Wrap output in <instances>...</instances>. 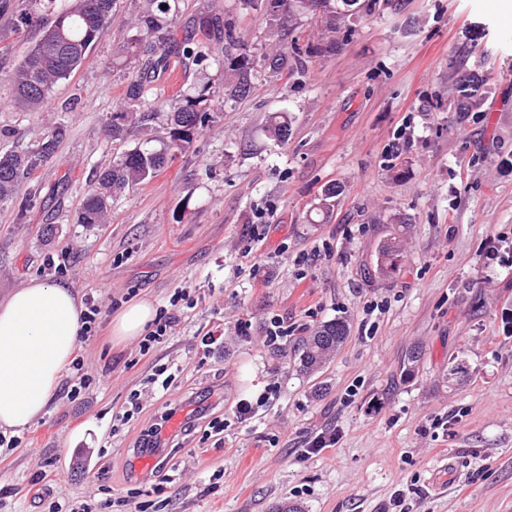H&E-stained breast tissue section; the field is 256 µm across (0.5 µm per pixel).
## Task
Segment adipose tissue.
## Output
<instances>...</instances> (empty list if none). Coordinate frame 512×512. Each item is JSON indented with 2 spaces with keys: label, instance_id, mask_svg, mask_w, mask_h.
Instances as JSON below:
<instances>
[{
  "label": "adipose tissue",
  "instance_id": "ef3b65f1",
  "mask_svg": "<svg viewBox=\"0 0 512 512\" xmlns=\"http://www.w3.org/2000/svg\"><path fill=\"white\" fill-rule=\"evenodd\" d=\"M85 306L67 285L31 279L0 302V430L20 433L44 416L70 366ZM155 314L145 298L111 319L123 342L140 336Z\"/></svg>",
  "mask_w": 512,
  "mask_h": 512
}]
</instances>
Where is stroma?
I'll list each match as a JSON object with an SVG mask.
<instances>
[{"label":"stroma","instance_id":"1","mask_svg":"<svg viewBox=\"0 0 512 512\" xmlns=\"http://www.w3.org/2000/svg\"><path fill=\"white\" fill-rule=\"evenodd\" d=\"M0 11V70L39 38ZM142 0H115L91 56L59 83L45 112H28L0 82V152L32 146L59 122L67 135L30 181L26 210L0 202V301L31 278L108 297L77 356L93 382L59 393L46 414L0 447V512H49L32 481L45 474L63 508L108 512H512V0H360L334 53L305 74L258 81L213 113L190 149L126 192L109 223L77 213L97 168L116 157L103 134L139 59L124 53ZM176 41L200 40L195 20L231 19L261 52L264 15L239 0H178ZM217 61L183 64L175 87L224 83ZM487 77L483 104L448 105L457 63ZM292 117L286 144L269 113ZM340 183L324 224L308 223ZM406 225L392 224L394 216ZM53 225L45 239V225ZM402 234L395 273L375 275L381 242ZM68 253L64 274L47 260ZM186 299L171 306L175 290ZM148 298L179 323L149 353L114 344L116 307ZM349 336L318 373L293 347L323 322ZM218 338L211 352L200 339ZM422 349L413 376L404 359ZM462 364L463 381L447 380ZM175 366L169 389L155 370ZM143 410L126 418L132 392ZM173 414L182 428L152 454L140 441ZM156 460L150 473L145 457Z\"/></svg>","mask_w":512,"mask_h":512}]
</instances>
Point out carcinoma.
<instances>
[{
  "mask_svg": "<svg viewBox=\"0 0 512 512\" xmlns=\"http://www.w3.org/2000/svg\"><path fill=\"white\" fill-rule=\"evenodd\" d=\"M152 5L136 15L131 29L135 30L128 42L139 56H144L140 71L131 77L125 99L112 112L105 126L113 143L123 146L130 137L143 135L157 115L167 116L168 136L145 138L134 148L124 150L112 166L95 175L92 188L85 196L78 212L77 223L105 224L108 222L114 200L125 191L135 188L154 177L178 152L188 148L211 121V112L219 99H243L251 92L257 73L277 77L283 72L290 75L305 71L307 59L316 52L336 50V40L316 48H303L292 38L297 17L312 12L322 18L324 31L333 35L359 0H241L244 8L259 6L265 16L273 41L265 45L256 57L240 40L234 22L224 21V95L203 84L187 91H179L171 98L147 97V86L155 74L167 67L165 46L174 42L173 24L176 9L170 0H147ZM114 0H66L54 11V18L41 23L37 15L24 19L25 26H42L39 39L12 69L0 71V81L8 82L15 101L30 111L47 109L54 87L69 78L87 60L99 34L112 20ZM177 54L192 60L197 66L210 64L207 45L178 46ZM458 95L454 111L471 112L479 105L478 92L485 79L475 70L458 66ZM265 131L269 139L286 142L291 134V120L285 112H273L266 118ZM66 136V127H52L34 146L21 152L0 153V202L32 195L28 186L30 176L46 165L58 152ZM159 146L154 147L151 142ZM342 185L331 183L323 191V203L318 211L322 219H329L327 200L341 195ZM404 248L397 237L387 239L379 250L378 269L389 275L402 261ZM349 326L342 320L328 321L311 335L299 340L297 351L300 371L307 374L320 372L331 356L348 337Z\"/></svg>",
  "mask_w": 512,
  "mask_h": 512,
  "instance_id": "1",
  "label": "carcinoma"
}]
</instances>
